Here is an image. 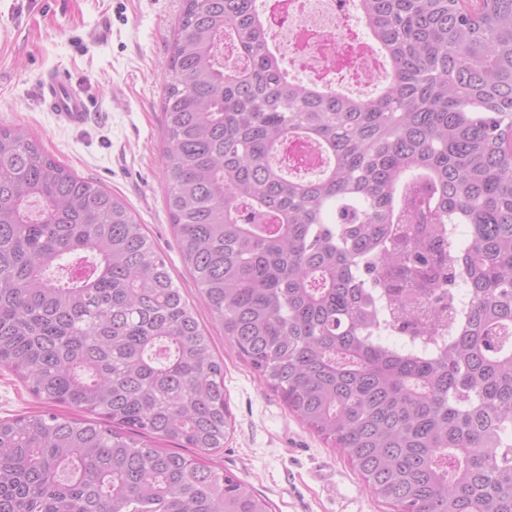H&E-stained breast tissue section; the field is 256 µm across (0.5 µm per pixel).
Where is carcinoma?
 Wrapping results in <instances>:
<instances>
[{
	"label": "carcinoma",
	"instance_id": "obj_1",
	"mask_svg": "<svg viewBox=\"0 0 512 512\" xmlns=\"http://www.w3.org/2000/svg\"><path fill=\"white\" fill-rule=\"evenodd\" d=\"M360 9L393 71L367 99L289 79L256 0H186L161 154L181 253L233 349L376 498L512 512V0ZM288 141L325 167L285 170ZM383 326L434 351H394ZM0 365L49 406L0 421V512H269L143 441L224 447V363L130 208L16 128H0Z\"/></svg>",
	"mask_w": 512,
	"mask_h": 512
}]
</instances>
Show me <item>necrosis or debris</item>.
Returning a JSON list of instances; mask_svg holds the SVG:
<instances>
[{
  "mask_svg": "<svg viewBox=\"0 0 512 512\" xmlns=\"http://www.w3.org/2000/svg\"><path fill=\"white\" fill-rule=\"evenodd\" d=\"M263 2L260 14L273 47H288L307 84L367 97L387 80L385 57L349 22L357 0Z\"/></svg>",
  "mask_w": 512,
  "mask_h": 512,
  "instance_id": "1",
  "label": "necrosis or debris"
}]
</instances>
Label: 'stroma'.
I'll list each match as a JSON object with an SVG mask.
<instances>
[{
    "mask_svg": "<svg viewBox=\"0 0 512 512\" xmlns=\"http://www.w3.org/2000/svg\"><path fill=\"white\" fill-rule=\"evenodd\" d=\"M184 0H0V126L21 128L57 162L123 199L193 304L224 360L234 428L206 464L246 481L271 512H392L341 449L304 429L224 337L182 261L165 202L162 99ZM106 39H93L101 25ZM66 76L88 102L78 127L47 111L43 78ZM0 365V419L42 411Z\"/></svg>",
    "mask_w": 512,
    "mask_h": 512,
    "instance_id": "1",
    "label": "stroma"
}]
</instances>
